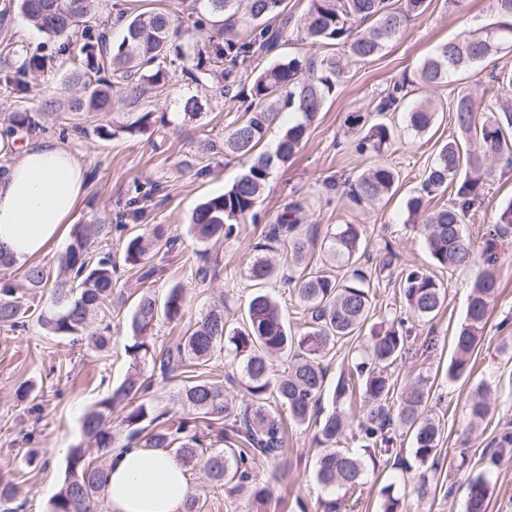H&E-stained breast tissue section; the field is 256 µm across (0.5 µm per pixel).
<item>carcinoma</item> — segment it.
I'll use <instances>...</instances> for the list:
<instances>
[{"mask_svg":"<svg viewBox=\"0 0 512 512\" xmlns=\"http://www.w3.org/2000/svg\"><path fill=\"white\" fill-rule=\"evenodd\" d=\"M100 0H8L0 9V22L17 12L51 37H63L56 54L71 62L67 83L79 87L62 119L60 135L101 139L120 133L130 136L158 132L154 112L147 109L148 94L165 91L170 73L159 60L174 55L193 61L182 67L191 82L206 89L219 82L216 91L224 98L239 99L242 116L236 119L224 139L210 136L195 139L191 159L184 161L200 175L209 171L218 154L244 159V173L224 193L197 205L189 230L202 243L216 242L235 234L239 225L256 216L272 170L295 156L311 124L352 63L368 61L399 39L416 17L423 15L430 0H308L299 19L288 13V0H204L217 37L208 42L184 46L175 43L171 17L162 10L139 13L121 12L110 20V28L121 33L114 43L101 27L97 12ZM499 20L467 30L457 38L436 46L420 63L419 84L432 89L465 73L500 50L512 48V0H495ZM318 52L315 57L296 54L283 57L279 48L292 34ZM79 49H74V46ZM332 53L323 54L321 50ZM274 54L266 68L252 69L255 58ZM49 57L28 53L14 41H0V93L23 99L30 91V79L45 70ZM405 82L379 96L372 113L351 112L347 127L353 146L361 155L387 151L402 134H425L434 124L441 105L427 99L405 111V126L398 129L384 120L390 112L402 111ZM134 111L122 120L96 126L88 131L71 117L112 112L114 96ZM183 121L193 122L202 115L196 95L177 101ZM480 103L470 93H458L449 101L457 135L438 148L425 171L420 191L406 201V223L423 219L427 230L426 247L431 264L443 270L467 268L478 262L489 266L496 253L486 247L476 252L475 241L466 220L483 197L488 182L496 175L501 160L512 163V102L477 121ZM299 114L283 130L271 151L262 150L268 131L285 111ZM50 112L19 110L0 118V139L4 146L15 136L42 127ZM398 173L386 165H374L348 177L342 183L347 204L368 210L392 195ZM453 188V198L439 208H428V197ZM159 192L155 185L145 190L136 184L126 200V221L110 224H75L71 243L56 265L31 264L23 272L25 289L48 294L38 315L47 334L76 336L94 352L110 344L109 326L95 331L91 324L99 316L124 308L131 297L130 336L124 346L129 366L124 378L107 390L81 423V441L70 449L66 477L49 503V512H98L106 500L107 466L98 462L118 448H161L189 464L207 455L209 488L221 490L233 500L262 503L272 495L270 485L253 475L257 461L284 455L286 427L282 412L298 426L317 428V443L326 450L315 464L318 484L334 492L348 494L363 485L367 460L390 451L398 426L410 438L409 457L397 459L398 469L419 471L414 490L420 499L436 493L433 475L443 468L438 446L439 423L429 414L428 402L434 382L418 372L399 384L391 366L401 357L407 342L403 324L395 320L371 322L374 295L371 275L360 267L367 243L359 224H337L327 229L323 239L302 228L304 206L293 201L269 224L262 251L282 248L295 267L283 271L266 256H257L247 266L252 281L246 307L238 321L224 314V306H211L181 336L155 346L151 340L159 321L178 324L185 315L188 299L185 289L170 288L158 302L150 287L113 286L112 258L91 251V235L112 237V231L125 232L136 224L146 203ZM512 234V201L499 207L494 236ZM176 238L164 236L159 228L127 236L125 264L146 263L151 253H168ZM320 247L336 275L325 269L307 272L298 266ZM278 282L292 288L296 297L294 314L301 331H288L280 302L266 290ZM498 290L495 275L480 271L471 286L463 322L453 336L454 357L448 365V380L455 381L470 371L472 354L483 335L490 306ZM399 294L418 318L434 319L447 299L444 283L419 268L400 272ZM31 305L10 280L0 278V330L25 327ZM368 330L361 355L336 382L327 384L325 360L337 344ZM224 358L227 381L240 382L245 390L241 402L229 396L222 382L213 379L210 366ZM160 372L162 379L176 383L173 403L183 409L175 417L158 412L145 401L154 378L147 366ZM329 397L332 410L324 413L323 397ZM121 408L119 423L112 413ZM490 411L489 389L482 386L473 395L470 415L483 420ZM220 425L217 440L207 430ZM356 427L361 446L341 448V437ZM224 447H217V443ZM381 512H404V497L390 482L382 489ZM18 491L11 480L0 478V512H22ZM488 480L481 473L467 485L466 512H487Z\"/></svg>","mask_w":512,"mask_h":512,"instance_id":"carcinoma-1","label":"carcinoma"}]
</instances>
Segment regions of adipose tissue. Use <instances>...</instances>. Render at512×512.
<instances>
[{
    "label": "adipose tissue",
    "mask_w": 512,
    "mask_h": 512,
    "mask_svg": "<svg viewBox=\"0 0 512 512\" xmlns=\"http://www.w3.org/2000/svg\"><path fill=\"white\" fill-rule=\"evenodd\" d=\"M85 192L84 167L54 142L21 153L0 180V248L24 267L61 238ZM191 492L184 467L162 449L113 452L106 498L112 512H182Z\"/></svg>",
    "instance_id": "ef3b65f1"
}]
</instances>
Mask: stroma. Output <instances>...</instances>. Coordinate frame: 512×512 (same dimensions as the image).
I'll return each instance as SVG.
<instances>
[{"mask_svg": "<svg viewBox=\"0 0 512 512\" xmlns=\"http://www.w3.org/2000/svg\"><path fill=\"white\" fill-rule=\"evenodd\" d=\"M115 10L162 9L170 13L181 39L203 40L205 31L194 22L201 0H102ZM497 18L494 0H464L460 12H449L445 0H431L428 11L413 20L402 37L373 60L349 67L335 94L326 102L312 125L301 150L289 165L274 170L258 206L256 219L242 224L238 233L218 243L203 244L187 231L194 208L205 198L223 193L243 173L245 164L231 157L217 156L211 171L203 176L182 174L179 164L187 159L190 143L206 132L223 136L237 116L238 102L202 91L181 74L180 62L169 63L172 82L164 94L154 98L155 114L166 115L173 129L165 141L154 144L145 136L118 135L109 140L59 138L53 130H37L25 136V144L57 141L85 165L86 189L69 224H89L106 220L119 222L134 184L160 185L161 194L148 208L142 225L162 226L178 237V246L166 257H154L163 272L152 290L164 298L173 286L185 289L190 305L180 324L161 325L165 338L184 332L214 300H223L230 317L243 311L249 282L245 270L262 242L271 222L289 201L306 202L302 226L325 234L336 224H359L368 243L364 270L372 274V292L378 315L404 318L409 338L401 358L393 366L395 376L406 378L426 370L434 375L429 410L439 421L442 440L439 452L447 465L438 471L435 496L418 499L407 491L408 512H466V486L470 477L489 470L488 512H512V451H500L503 432L512 431V243L498 247L497 276L500 288L492 305L484 334L477 345L469 375L449 380L446 370L452 356L449 338L463 321L467 297L474 280L473 269L436 271L448 290L447 305L432 321L410 316L398 302L397 276L380 271L375 263L386 244H393L401 267L430 269L423 224L406 223L404 203L418 189L422 175L439 145L454 131L451 113H438L433 127L423 136L402 138L379 158L358 154L344 134L347 113L367 112L377 94L389 84L413 76L421 61L440 43L453 40L465 29H474ZM68 63L57 57L47 71L32 83L23 101L0 96V115L28 109L40 112L50 100L67 95L64 88ZM512 70V52L499 53L457 75L455 82L432 90L435 100H448L450 93H472L482 106L494 102L492 76ZM200 96L205 106L201 121L186 123L176 114L177 99ZM389 164L400 171L394 195L363 214L349 208L332 183L368 167L372 162ZM512 200V167L499 165L483 200L468 225L474 237L492 229L498 208ZM215 265L216 275L209 288L196 285L192 275L199 266ZM127 311L107 315L114 335L110 350L101 356L72 339L48 335L28 319L25 329L0 331V475L20 488L24 512H48L50 499L66 475V449L80 440V418L106 393L109 384L123 379L127 370L124 344L128 332ZM491 389V409L477 428H470L469 404L480 385ZM30 386L28 398L18 390ZM315 431L289 426L282 463L258 461L260 481L270 483L271 500L260 512H319L324 490L316 483L313 465L320 453ZM40 449L41 459L27 464L31 449ZM395 454L376 456L367 465L364 483L342 502V512H380L381 489L394 474Z\"/></svg>", "mask_w": 512, "mask_h": 512, "instance_id": "1", "label": "stroma"}]
</instances>
